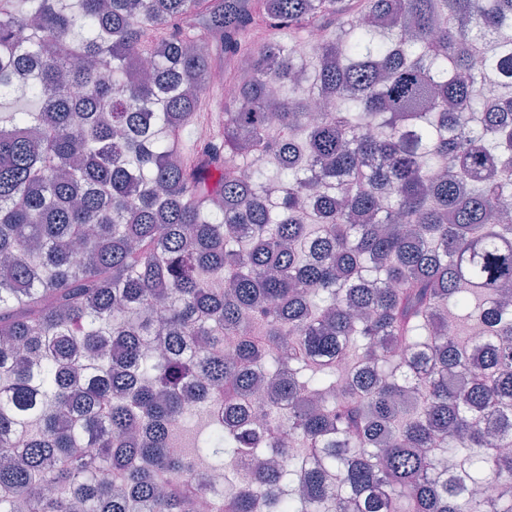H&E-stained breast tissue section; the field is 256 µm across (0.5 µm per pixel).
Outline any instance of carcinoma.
I'll list each match as a JSON object with an SVG mask.
<instances>
[{
	"label": "carcinoma",
	"instance_id": "obj_1",
	"mask_svg": "<svg viewBox=\"0 0 512 512\" xmlns=\"http://www.w3.org/2000/svg\"><path fill=\"white\" fill-rule=\"evenodd\" d=\"M12 86L0 512H512V0H0ZM234 89L230 85L224 86V94L231 95L233 94ZM222 89L216 87L207 88L206 92V108L204 112H208L205 114V118L202 120L203 123L209 124L212 127H216V125L221 121L223 117L222 112H211L213 110L218 109L219 102H222V98L224 96Z\"/></svg>",
	"mask_w": 512,
	"mask_h": 512
}]
</instances>
